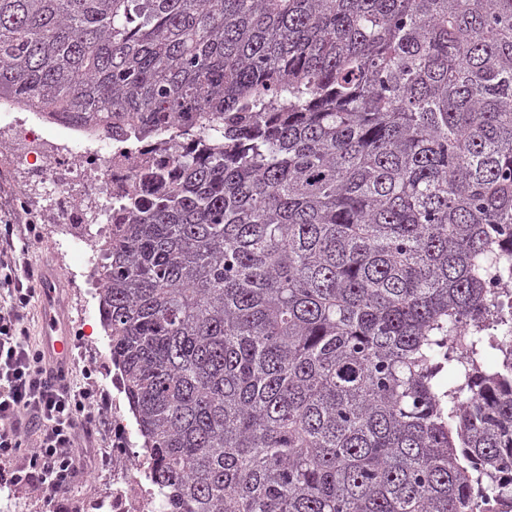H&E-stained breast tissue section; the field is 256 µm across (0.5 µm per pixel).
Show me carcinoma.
<instances>
[{
    "label": "carcinoma",
    "mask_w": 512,
    "mask_h": 512,
    "mask_svg": "<svg viewBox=\"0 0 512 512\" xmlns=\"http://www.w3.org/2000/svg\"><path fill=\"white\" fill-rule=\"evenodd\" d=\"M0 99L177 166L92 273L165 512H512V0H0Z\"/></svg>",
    "instance_id": "carcinoma-1"
}]
</instances>
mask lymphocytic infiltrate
<instances>
[{
    "mask_svg": "<svg viewBox=\"0 0 512 512\" xmlns=\"http://www.w3.org/2000/svg\"><path fill=\"white\" fill-rule=\"evenodd\" d=\"M36 225L0 230V486L35 483L57 493L74 485L83 446L93 435H108L109 400L93 382L55 383L41 349L31 345L22 309L34 298L41 276L17 262V246L38 240ZM28 448L22 467L3 469Z\"/></svg>",
    "mask_w": 512,
    "mask_h": 512,
    "instance_id": "lymphocytic-infiltrate-1",
    "label": "lymphocytic infiltrate"
}]
</instances>
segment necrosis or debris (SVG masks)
<instances>
[{
  "instance_id": "1",
  "label": "necrosis or debris",
  "mask_w": 512,
  "mask_h": 512,
  "mask_svg": "<svg viewBox=\"0 0 512 512\" xmlns=\"http://www.w3.org/2000/svg\"><path fill=\"white\" fill-rule=\"evenodd\" d=\"M0 154L23 149L33 160L31 180L42 190L37 205L28 198L19 204L30 209L34 224H113L122 196L147 193L140 172L163 164L164 156L151 144L115 142L75 128L62 119L0 101ZM148 464L131 439L120 405L112 407V493L110 512H162L159 498L146 478Z\"/></svg>"
}]
</instances>
